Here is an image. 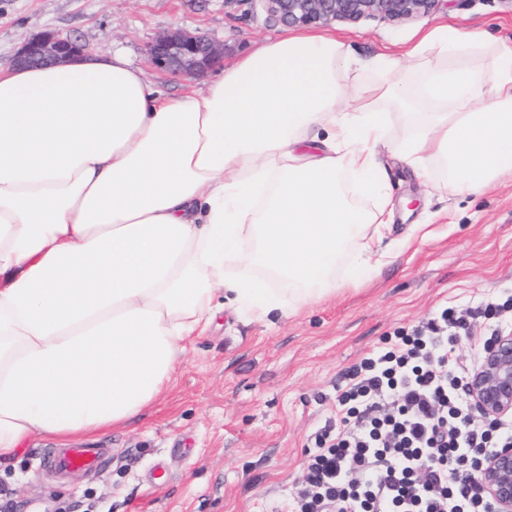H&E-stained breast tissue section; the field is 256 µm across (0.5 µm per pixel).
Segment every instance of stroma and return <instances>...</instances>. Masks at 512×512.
<instances>
[{
  "mask_svg": "<svg viewBox=\"0 0 512 512\" xmlns=\"http://www.w3.org/2000/svg\"><path fill=\"white\" fill-rule=\"evenodd\" d=\"M437 24L512 43V0H443L428 16L325 29L365 59L408 47ZM176 30L208 36L229 64L285 27L260 0H0V65H11L28 38L53 32L92 51H123L168 93L189 85L205 92L215 71L190 81L148 60L149 45ZM386 165L393 222L381 246L393 254L389 264L287 318L222 309L186 341L173 387L138 424L66 444L30 439L0 468L12 512H293L316 431L344 424L336 396L347 370L385 337L447 306L469 311L458 362L474 367L484 340L512 329V311L495 322L480 314L512 295V180L449 199L401 162ZM415 224L429 236H412ZM66 445L105 448L110 458L94 472L62 473L53 455Z\"/></svg>",
  "mask_w": 512,
  "mask_h": 512,
  "instance_id": "1",
  "label": "stroma"
}]
</instances>
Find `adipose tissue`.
Masks as SVG:
<instances>
[{
  "instance_id": "ef3b65f1",
  "label": "adipose tissue",
  "mask_w": 512,
  "mask_h": 512,
  "mask_svg": "<svg viewBox=\"0 0 512 512\" xmlns=\"http://www.w3.org/2000/svg\"><path fill=\"white\" fill-rule=\"evenodd\" d=\"M387 152L447 196L512 176V45L437 25L362 60L288 32L201 96L119 51L0 67V465L135 422L216 295L288 317L385 264Z\"/></svg>"
}]
</instances>
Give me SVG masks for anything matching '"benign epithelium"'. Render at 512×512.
Returning a JSON list of instances; mask_svg holds the SVG:
<instances>
[{
	"mask_svg": "<svg viewBox=\"0 0 512 512\" xmlns=\"http://www.w3.org/2000/svg\"><path fill=\"white\" fill-rule=\"evenodd\" d=\"M269 16L286 26L308 27L368 16L403 21L430 14L440 0H261ZM85 51L78 41L53 32L27 39L13 64H62ZM148 54L157 68L200 77L220 63L223 49L200 34L174 31L159 36ZM470 391L488 421L512 416V331L502 330L483 349L471 372ZM491 512H512V447L491 451L477 472Z\"/></svg>",
	"mask_w": 512,
	"mask_h": 512,
	"instance_id": "7a95c632",
	"label": "benign epithelium"
}]
</instances>
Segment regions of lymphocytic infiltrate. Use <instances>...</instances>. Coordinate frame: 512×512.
Segmentation results:
<instances>
[{"mask_svg":"<svg viewBox=\"0 0 512 512\" xmlns=\"http://www.w3.org/2000/svg\"><path fill=\"white\" fill-rule=\"evenodd\" d=\"M468 317L444 308L348 370L339 403L354 423L317 435L300 512H490L475 475L512 426L471 412L457 366Z\"/></svg>","mask_w":512,"mask_h":512,"instance_id":"f902f5d3","label":"lymphocytic infiltrate"}]
</instances>
